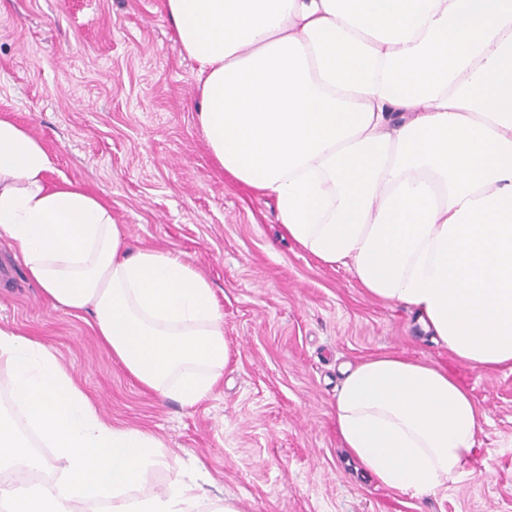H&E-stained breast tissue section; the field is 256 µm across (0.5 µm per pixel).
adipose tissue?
Instances as JSON below:
<instances>
[{
	"mask_svg": "<svg viewBox=\"0 0 512 512\" xmlns=\"http://www.w3.org/2000/svg\"><path fill=\"white\" fill-rule=\"evenodd\" d=\"M197 65L214 161L273 198L285 236L482 370L512 368V0H164ZM29 131L0 118V232L55 308L87 315L147 390L198 404L229 359L210 283L172 252L132 250L111 210ZM0 512H240L177 477L160 442L106 424L40 341L0 329ZM482 411L447 369L398 354L347 368L336 431L363 471L421 496L447 489ZM66 478L57 490L26 427Z\"/></svg>",
	"mask_w": 512,
	"mask_h": 512,
	"instance_id": "obj_1",
	"label": "adipose tissue"
}]
</instances>
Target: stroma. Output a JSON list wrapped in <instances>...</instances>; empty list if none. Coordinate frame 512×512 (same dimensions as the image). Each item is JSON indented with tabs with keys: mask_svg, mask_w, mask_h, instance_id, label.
Returning a JSON list of instances; mask_svg holds the SVG:
<instances>
[{
	"mask_svg": "<svg viewBox=\"0 0 512 512\" xmlns=\"http://www.w3.org/2000/svg\"><path fill=\"white\" fill-rule=\"evenodd\" d=\"M196 64L163 0H0V117L112 211L131 248L179 255L212 285L229 360L182 407L134 383L83 320L53 308L0 236V328L40 339L114 427L155 436L174 471L203 472L242 512H512V370L483 371L284 237L275 202L225 177L198 122ZM404 354L453 371L484 409L448 490L413 498L366 476L335 424L345 366Z\"/></svg>",
	"mask_w": 512,
	"mask_h": 512,
	"instance_id": "obj_1",
	"label": "stroma"
}]
</instances>
